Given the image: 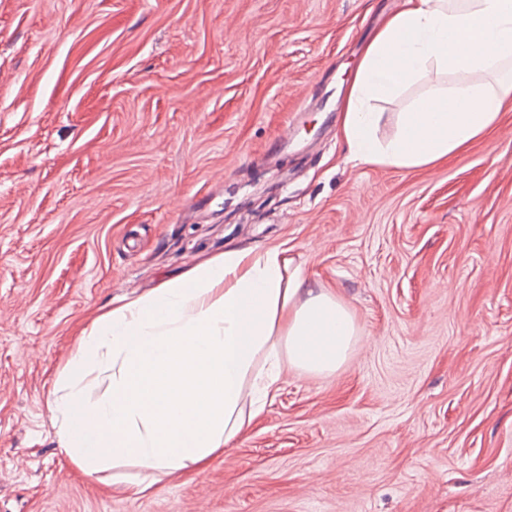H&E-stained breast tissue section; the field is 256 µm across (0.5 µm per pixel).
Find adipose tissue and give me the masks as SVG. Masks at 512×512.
Segmentation results:
<instances>
[{
    "label": "adipose tissue",
    "mask_w": 512,
    "mask_h": 512,
    "mask_svg": "<svg viewBox=\"0 0 512 512\" xmlns=\"http://www.w3.org/2000/svg\"><path fill=\"white\" fill-rule=\"evenodd\" d=\"M432 69L457 83L413 101L380 142L373 101ZM511 99L512 0H404L365 51L339 132L362 162L430 167L490 132ZM356 334L287 250L227 249L84 332L50 404L62 451L89 477L126 461L201 471L260 416L284 368L337 371ZM90 367L111 371L108 393L87 382Z\"/></svg>",
    "instance_id": "1"
}]
</instances>
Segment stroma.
Here are the masks:
<instances>
[{"label": "stroma", "mask_w": 512, "mask_h": 512, "mask_svg": "<svg viewBox=\"0 0 512 512\" xmlns=\"http://www.w3.org/2000/svg\"><path fill=\"white\" fill-rule=\"evenodd\" d=\"M392 10L0 0V512H512V104L446 165L352 159L317 100ZM230 247L332 290L349 360L284 369L201 473L83 475L49 409L80 330Z\"/></svg>", "instance_id": "stroma-1"}]
</instances>
